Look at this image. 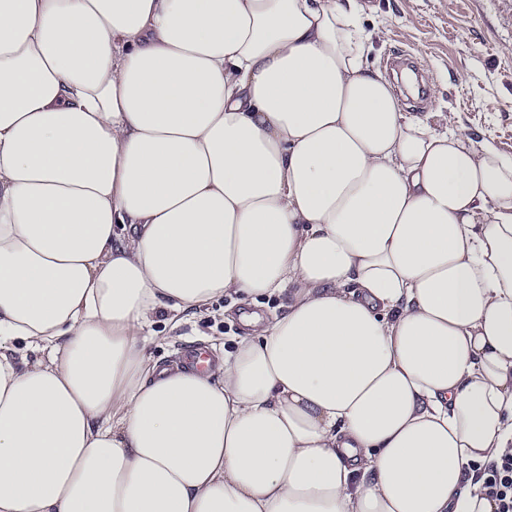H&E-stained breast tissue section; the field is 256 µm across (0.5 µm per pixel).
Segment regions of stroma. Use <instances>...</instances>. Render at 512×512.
<instances>
[{"instance_id":"35a3bbf8","label":"stroma","mask_w":512,"mask_h":512,"mask_svg":"<svg viewBox=\"0 0 512 512\" xmlns=\"http://www.w3.org/2000/svg\"><path fill=\"white\" fill-rule=\"evenodd\" d=\"M377 28L371 63L416 62L422 95L402 98L415 112L455 113L463 132L512 154V0H363ZM229 299L163 331L149 349L160 364L180 363L183 349L236 347L245 327Z\"/></svg>"}]
</instances>
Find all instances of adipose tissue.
<instances>
[{"label": "adipose tissue", "mask_w": 512, "mask_h": 512, "mask_svg": "<svg viewBox=\"0 0 512 512\" xmlns=\"http://www.w3.org/2000/svg\"><path fill=\"white\" fill-rule=\"evenodd\" d=\"M365 18L0 0V512H497L512 155L402 111ZM226 296L234 351L152 361Z\"/></svg>", "instance_id": "ef3b65f1"}]
</instances>
